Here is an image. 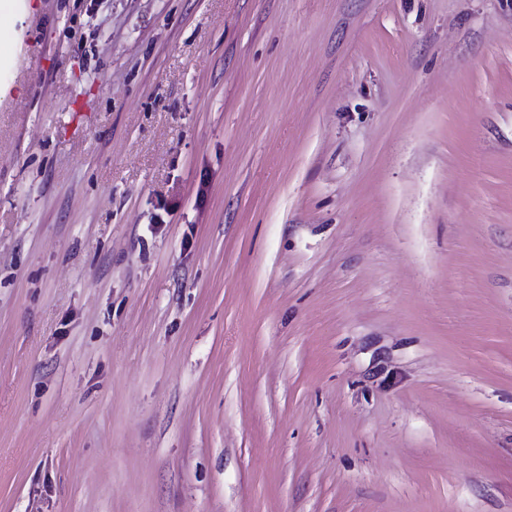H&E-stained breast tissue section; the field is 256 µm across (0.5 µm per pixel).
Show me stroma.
<instances>
[{
	"mask_svg": "<svg viewBox=\"0 0 512 512\" xmlns=\"http://www.w3.org/2000/svg\"><path fill=\"white\" fill-rule=\"evenodd\" d=\"M0 512H512V0H17Z\"/></svg>",
	"mask_w": 512,
	"mask_h": 512,
	"instance_id": "obj_1",
	"label": "stroma"
}]
</instances>
